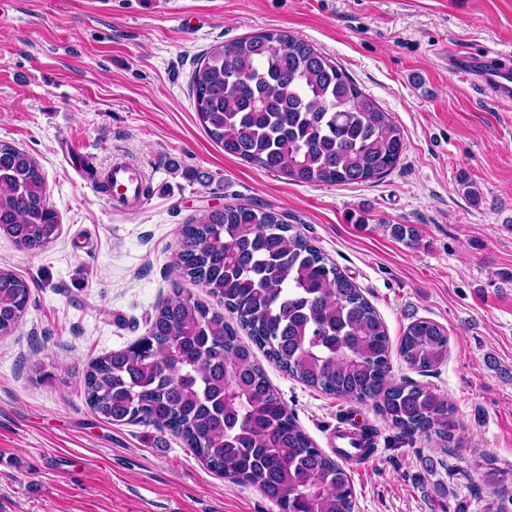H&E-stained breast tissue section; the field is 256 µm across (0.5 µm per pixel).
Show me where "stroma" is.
Wrapping results in <instances>:
<instances>
[{
    "label": "stroma",
    "instance_id": "35a3bbf8",
    "mask_svg": "<svg viewBox=\"0 0 512 512\" xmlns=\"http://www.w3.org/2000/svg\"><path fill=\"white\" fill-rule=\"evenodd\" d=\"M278 29L312 44L389 112L404 140L368 182L296 183L227 155L202 129L191 74L211 47ZM512 52V0H15L0 17V141L45 175L58 238L30 254L0 237L24 278L18 327L0 336V512H279L256 487L215 474L170 432L109 424L87 405L92 360L147 331L181 288L177 233L231 202L278 213L360 288L390 338V382L444 397L457 447L407 436L375 406L263 368L324 452L339 422L375 435L347 464L354 512H492L496 473L512 492V105L451 74L444 50ZM88 161L142 167L153 192L123 214L92 188ZM416 230L413 246L385 227ZM448 332V359L401 360L405 328Z\"/></svg>",
    "mask_w": 512,
    "mask_h": 512
}]
</instances>
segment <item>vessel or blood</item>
I'll return each instance as SVG.
<instances>
[{
	"mask_svg": "<svg viewBox=\"0 0 512 512\" xmlns=\"http://www.w3.org/2000/svg\"><path fill=\"white\" fill-rule=\"evenodd\" d=\"M450 71L469 77L495 102L512 103V57L490 50L477 57L449 54ZM112 187L108 197L116 211L127 212L140 207L145 174L132 163L114 164L109 172Z\"/></svg>",
	"mask_w": 512,
	"mask_h": 512,
	"instance_id": "1",
	"label": "vessel or blood"
}]
</instances>
